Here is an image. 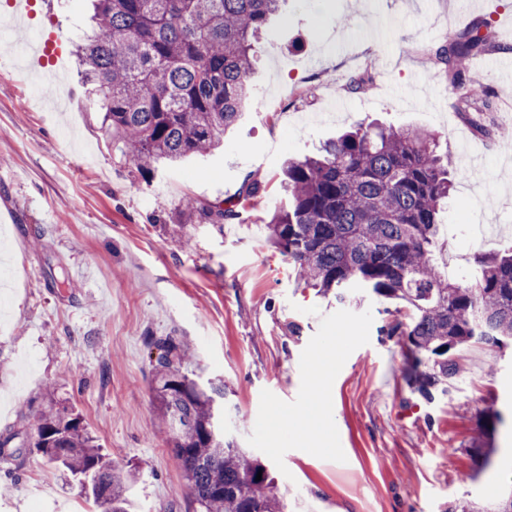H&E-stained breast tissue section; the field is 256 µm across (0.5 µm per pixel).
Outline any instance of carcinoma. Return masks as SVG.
Listing matches in <instances>:
<instances>
[{"instance_id":"1","label":"carcinoma","mask_w":512,"mask_h":512,"mask_svg":"<svg viewBox=\"0 0 512 512\" xmlns=\"http://www.w3.org/2000/svg\"><path fill=\"white\" fill-rule=\"evenodd\" d=\"M95 2V28L77 53L112 147L141 169L217 147L250 100L259 34L280 0ZM489 42L475 24L448 33L437 55L459 68ZM452 187L433 132L359 126L288 161L285 202L266 224L267 240L298 279L337 304L356 288L401 303L402 317L386 333L402 338L406 381L425 399L456 373L451 356L461 348L512 344V250L473 254L466 280L438 259L437 215ZM262 192L261 182L247 181L222 203L188 199L186 207L222 225ZM155 347L160 430L181 462L195 512H285L266 466L218 423L224 386L191 378L193 352L184 340L168 337ZM32 413L23 447L78 481L93 512H127L126 493L144 464H112L64 405L51 401Z\"/></svg>"}]
</instances>
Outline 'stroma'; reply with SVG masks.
Instances as JSON below:
<instances>
[{
	"mask_svg": "<svg viewBox=\"0 0 512 512\" xmlns=\"http://www.w3.org/2000/svg\"><path fill=\"white\" fill-rule=\"evenodd\" d=\"M27 26L0 0V512H80V486L23 441L46 387L78 411L103 454L144 470L129 512H193L183 470L159 432L152 392L156 340L196 349L200 382L224 384V432L259 457L288 512H445L512 490V347L471 345L445 392L413 393L397 338L396 305L359 290L347 306L297 284L267 240L288 158L377 122L425 127L454 169L439 222L450 269L467 273L473 225L503 230L486 252L512 248V0H284L254 64V102L213 153L138 170L113 152L100 103L71 53L92 0H33ZM484 25L485 51L461 70L436 52L446 32ZM62 44L68 110L42 105L19 70L27 33ZM360 78L362 89L350 81ZM477 87L469 109L460 94ZM249 178L266 191L239 219L208 223L183 202H220ZM345 337L330 389L316 399L314 355ZM498 419L487 427L485 415ZM312 424L297 441L289 426ZM332 419L331 431L320 427ZM493 434L489 456L474 441Z\"/></svg>",
	"mask_w": 512,
	"mask_h": 512,
	"instance_id": "stroma-1",
	"label": "stroma"
}]
</instances>
